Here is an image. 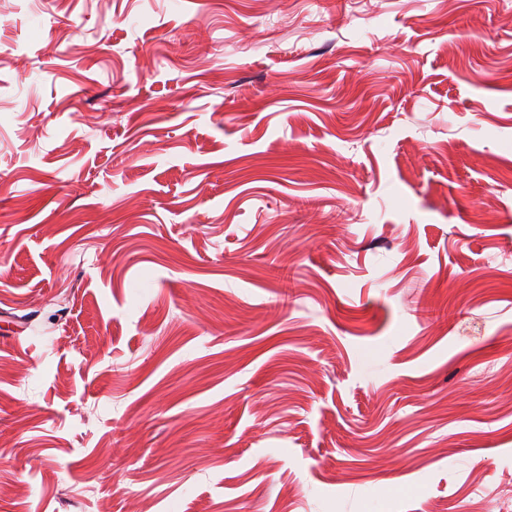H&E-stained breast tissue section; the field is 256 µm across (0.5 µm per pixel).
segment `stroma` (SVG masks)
Returning <instances> with one entry per match:
<instances>
[{
    "label": "stroma",
    "instance_id": "35a3bbf8",
    "mask_svg": "<svg viewBox=\"0 0 512 512\" xmlns=\"http://www.w3.org/2000/svg\"><path fill=\"white\" fill-rule=\"evenodd\" d=\"M512 504V0H0V512Z\"/></svg>",
    "mask_w": 512,
    "mask_h": 512
}]
</instances>
